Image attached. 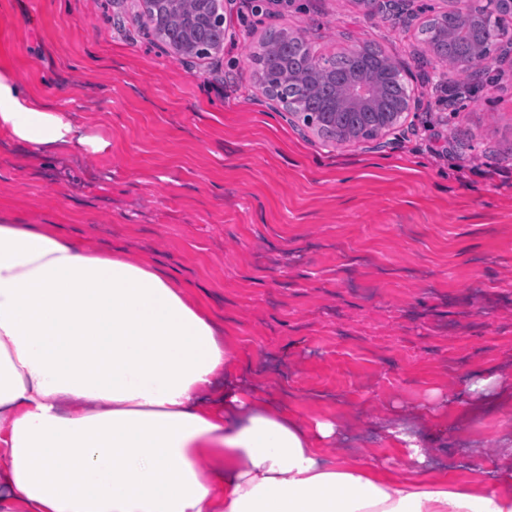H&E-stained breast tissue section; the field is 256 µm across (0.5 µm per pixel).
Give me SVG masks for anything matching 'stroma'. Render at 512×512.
Segmentation results:
<instances>
[{
    "mask_svg": "<svg viewBox=\"0 0 512 512\" xmlns=\"http://www.w3.org/2000/svg\"><path fill=\"white\" fill-rule=\"evenodd\" d=\"M232 0L224 50L180 59L140 0H0V70L107 150L49 155L0 137V222L153 258L223 324L246 373L305 417L348 427L361 462L398 468L378 423L412 421L431 391L512 371V65L480 82L428 55L420 28L356 0ZM270 28L334 57L377 45L417 98L385 142L338 146L291 122L256 86ZM512 406L429 441L453 483L512 478L499 445ZM473 444L479 468L458 466Z\"/></svg>",
    "mask_w": 512,
    "mask_h": 512,
    "instance_id": "1",
    "label": "stroma"
}]
</instances>
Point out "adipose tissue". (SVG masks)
<instances>
[{"mask_svg":"<svg viewBox=\"0 0 512 512\" xmlns=\"http://www.w3.org/2000/svg\"><path fill=\"white\" fill-rule=\"evenodd\" d=\"M0 135L48 151L77 137L58 110L0 71ZM235 343L185 286L147 257L71 241L52 224H0V512H512V483L428 475L417 433L387 476L328 454L344 431L305 418L242 378ZM512 376L432 391L421 414L476 418ZM78 479H71L70 471Z\"/></svg>","mask_w":512,"mask_h":512,"instance_id":"1","label":"adipose tissue"}]
</instances>
